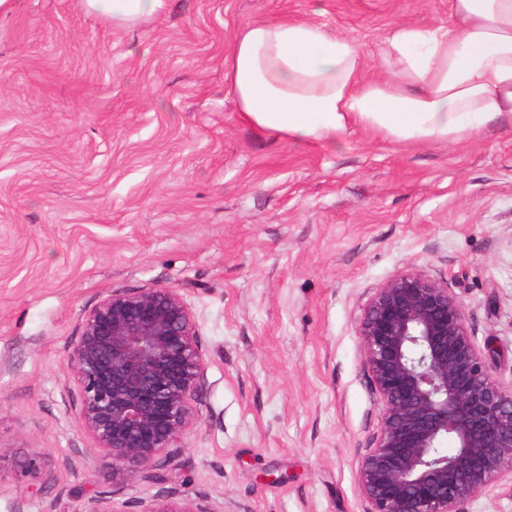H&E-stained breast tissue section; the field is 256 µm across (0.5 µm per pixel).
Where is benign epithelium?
<instances>
[{"mask_svg": "<svg viewBox=\"0 0 512 512\" xmlns=\"http://www.w3.org/2000/svg\"><path fill=\"white\" fill-rule=\"evenodd\" d=\"M382 428L357 473L368 512H457L512 477V390L487 369L448 288L414 271L388 279L360 319ZM80 425L123 485L169 459L195 421L206 357L176 288L112 291L84 317L69 358ZM454 448L440 451L446 441ZM78 512H127L97 495ZM141 512H208L156 499Z\"/></svg>", "mask_w": 512, "mask_h": 512, "instance_id": "obj_1", "label": "benign epithelium"}]
</instances>
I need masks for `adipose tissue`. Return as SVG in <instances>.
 Wrapping results in <instances>:
<instances>
[{
  "mask_svg": "<svg viewBox=\"0 0 512 512\" xmlns=\"http://www.w3.org/2000/svg\"><path fill=\"white\" fill-rule=\"evenodd\" d=\"M132 30L168 0H80ZM250 126L296 144L335 146L353 129L400 143L458 142L512 120V0H448V21L393 25L367 53L312 19L249 22L224 57Z\"/></svg>",
  "mask_w": 512,
  "mask_h": 512,
  "instance_id": "obj_1",
  "label": "adipose tissue"
}]
</instances>
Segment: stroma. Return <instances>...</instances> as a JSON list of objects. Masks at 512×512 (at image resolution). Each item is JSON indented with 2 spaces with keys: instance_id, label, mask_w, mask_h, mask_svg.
Instances as JSON below:
<instances>
[{
  "instance_id": "obj_1",
  "label": "stroma",
  "mask_w": 512,
  "mask_h": 512,
  "mask_svg": "<svg viewBox=\"0 0 512 512\" xmlns=\"http://www.w3.org/2000/svg\"><path fill=\"white\" fill-rule=\"evenodd\" d=\"M276 16L371 51L396 23H447L448 0H169L133 31L79 0L0 15V512H76L99 493L130 512L162 496L368 512L357 471L382 413L358 326L407 271L460 299L512 385V122L453 144L258 131L224 57L241 25ZM154 287L186 298L207 368L172 462L116 486L68 362L106 294ZM457 509L512 512V480Z\"/></svg>"
}]
</instances>
